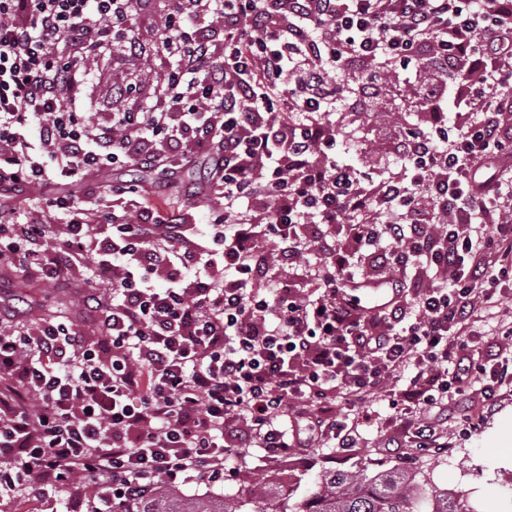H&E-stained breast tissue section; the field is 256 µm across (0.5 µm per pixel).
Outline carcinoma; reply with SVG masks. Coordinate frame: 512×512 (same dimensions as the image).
Listing matches in <instances>:
<instances>
[{
  "label": "carcinoma",
  "mask_w": 512,
  "mask_h": 512,
  "mask_svg": "<svg viewBox=\"0 0 512 512\" xmlns=\"http://www.w3.org/2000/svg\"><path fill=\"white\" fill-rule=\"evenodd\" d=\"M274 494L259 484L241 498L202 494L187 499L162 482L149 498L123 503L118 512H469L448 492L431 484L423 466L332 472L318 477L313 490L273 507Z\"/></svg>",
  "instance_id": "1"
}]
</instances>
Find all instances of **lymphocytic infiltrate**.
Masks as SVG:
<instances>
[{
    "mask_svg": "<svg viewBox=\"0 0 512 512\" xmlns=\"http://www.w3.org/2000/svg\"><path fill=\"white\" fill-rule=\"evenodd\" d=\"M143 2L0 0V189L207 155L224 201L201 231L58 197L61 240L0 209V260L36 283L89 269L79 300L101 329H0V501L90 477L116 512L161 480L215 484L254 446L355 447L330 414L284 428L333 390L354 407L399 390L398 431L419 448L439 425L413 414L474 386L495 401L504 378L471 351L478 314L512 285V0H173L151 102L91 120L92 65L136 51L125 25ZM412 63L438 77L415 90L430 129L396 127L379 176L337 162L338 76L377 91ZM491 161L502 174L480 178ZM158 270L166 287L149 284ZM375 282L391 299L362 305Z\"/></svg>",
    "mask_w": 512,
    "mask_h": 512,
    "instance_id": "1",
    "label": "lymphocytic infiltrate"
}]
</instances>
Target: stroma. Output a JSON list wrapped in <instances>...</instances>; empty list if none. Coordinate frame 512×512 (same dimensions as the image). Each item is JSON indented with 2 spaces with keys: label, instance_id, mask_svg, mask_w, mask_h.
Returning a JSON list of instances; mask_svg holds the SVG:
<instances>
[{
  "label": "stroma",
  "instance_id": "1",
  "mask_svg": "<svg viewBox=\"0 0 512 512\" xmlns=\"http://www.w3.org/2000/svg\"><path fill=\"white\" fill-rule=\"evenodd\" d=\"M167 0H149V3L132 21L136 36L145 51L131 58L114 55L98 60L93 76L86 88L87 109L102 115L123 109L126 102L115 91V75H123L127 82L138 85L143 92L153 90V83L160 70L153 51V22L166 6ZM377 111H367L365 105L355 104L353 109L335 113L334 119L349 133V140L338 143L336 159L363 170L375 169L379 155L386 152L390 131L395 123L414 124L418 121L416 109L409 101L398 100L393 91H381L377 97ZM182 184L198 188L197 197L169 192L165 183L166 173L142 172L138 182H131L127 169L117 168L77 184H64L53 178L30 188L23 195L0 196V206H15L29 210L34 203H47L53 198L68 194L82 205H107L115 209H129L131 201L162 197L168 212L183 215L190 224L208 223L215 204L206 195L210 179V164L206 158L177 173ZM137 184L134 195H126L124 187ZM70 282L60 281L47 286H37L30 294L10 287L7 276L0 274V308L14 306L18 296L27 299L23 322L32 323L49 316L64 320L83 319V311L75 304H62L64 292ZM512 317V292L503 294L494 311L483 312L475 329L492 336L493 355L507 369L506 385L501 390L495 406H488L480 392H473L465 411L438 412L440 437L429 448H395L388 446L387 422L397 413L391 398L381 397L370 401L366 408L348 410L338 394H331L324 407L337 417L354 425L360 441L354 448H338L325 442L315 448H298L286 459L269 458L264 449H250L244 460L228 459L224 462L226 477L223 482L208 487L186 485L187 495L208 491L234 495L246 492L259 483H279L281 476H289L295 496H304L324 470L357 471L372 473L396 465L409 466L420 462L426 465L434 483L451 489L462 503L473 507L474 512H502L498 498L501 478L512 474V342L498 337L500 320ZM469 413L472 424L461 420L462 413Z\"/></svg>",
  "mask_w": 512,
  "mask_h": 512
}]
</instances>
